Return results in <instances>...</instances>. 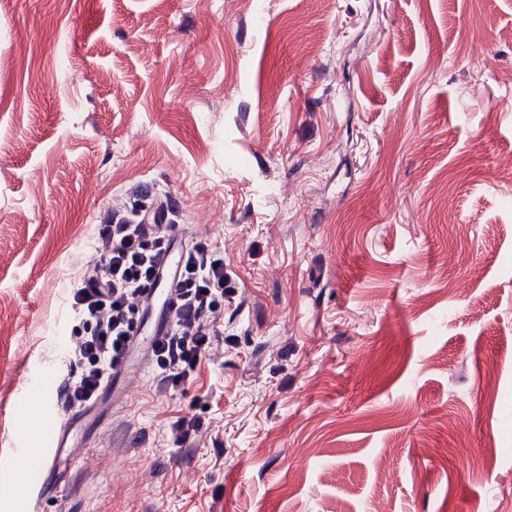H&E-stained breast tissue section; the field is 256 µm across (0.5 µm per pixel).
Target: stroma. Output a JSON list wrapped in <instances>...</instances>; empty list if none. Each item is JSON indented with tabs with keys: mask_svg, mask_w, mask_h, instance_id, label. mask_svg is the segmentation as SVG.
I'll list each match as a JSON object with an SVG mask.
<instances>
[{
	"mask_svg": "<svg viewBox=\"0 0 512 512\" xmlns=\"http://www.w3.org/2000/svg\"><path fill=\"white\" fill-rule=\"evenodd\" d=\"M510 156L512 0H9L0 512H512ZM134 189L223 253L219 334L167 393L131 354L22 497L21 385L75 373Z\"/></svg>",
	"mask_w": 512,
	"mask_h": 512,
	"instance_id": "1",
	"label": "stroma"
}]
</instances>
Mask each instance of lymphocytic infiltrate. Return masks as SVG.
Here are the masks:
<instances>
[{
    "label": "lymphocytic infiltrate",
    "mask_w": 512,
    "mask_h": 512,
    "mask_svg": "<svg viewBox=\"0 0 512 512\" xmlns=\"http://www.w3.org/2000/svg\"><path fill=\"white\" fill-rule=\"evenodd\" d=\"M101 242L99 264L70 300L84 336L72 355L79 373L61 389L67 407L95 401L113 368L126 359L138 326V302L145 288L158 281L170 249L166 225L152 223L147 205L139 200L108 214ZM172 284L173 321L151 348L159 384L166 390L190 378L217 334L210 316L223 305L229 285L223 254L204 246L184 251Z\"/></svg>",
    "instance_id": "f902f5d3"
}]
</instances>
